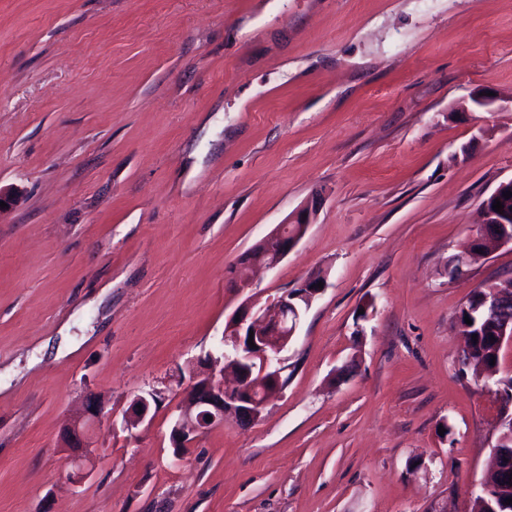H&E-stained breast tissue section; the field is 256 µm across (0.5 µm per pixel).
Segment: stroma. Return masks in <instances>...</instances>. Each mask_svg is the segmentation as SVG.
Segmentation results:
<instances>
[{
	"label": "stroma",
	"mask_w": 512,
	"mask_h": 512,
	"mask_svg": "<svg viewBox=\"0 0 512 512\" xmlns=\"http://www.w3.org/2000/svg\"><path fill=\"white\" fill-rule=\"evenodd\" d=\"M481 89L512 98V0H0V512H471L499 403L457 312L512 278V246L447 268L512 178ZM318 192L301 244L229 287ZM318 271L282 391L174 462L181 371ZM104 398L100 394H90L85 398L80 412L70 423L65 436V448H68L66 462L71 467L69 473V484L75 485L90 472L87 471L90 462L87 432L90 427L99 423L104 414ZM133 399L131 408L126 411L123 418V430L127 431L130 436L135 435L134 431L145 422L151 408V402L146 396L137 395ZM137 405H141V409H138ZM138 411H141V414H138Z\"/></svg>",
	"instance_id": "stroma-1"
}]
</instances>
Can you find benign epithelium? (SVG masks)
<instances>
[{"label": "benign epithelium", "mask_w": 512, "mask_h": 512, "mask_svg": "<svg viewBox=\"0 0 512 512\" xmlns=\"http://www.w3.org/2000/svg\"><path fill=\"white\" fill-rule=\"evenodd\" d=\"M483 228L485 236L492 232L498 233L496 245L512 244V232H501V228L512 222V211L496 212L483 204ZM315 210L294 222L288 220L277 225L250 249L244 258L232 267L230 281L234 287L244 291L251 287L248 270L253 266L267 269L277 267L305 238L310 225L314 223ZM326 282V275L316 273L305 279L298 287L283 292L267 305L254 309V305L245 304L235 311L226 322L219 342L218 350L225 362V368L233 369L231 361L240 360L244 348V336L253 332L256 349L245 354L248 360H260L261 369L258 377L268 383L263 394L255 396L249 385V379L235 375V384L224 385V371H216L214 357L205 362L189 366L187 385L184 397L176 407L177 416L171 428L170 439L173 447L188 446L196 436L209 427L224 422V416L231 415L241 425L254 423L264 411L269 400L280 393L282 359L267 353L270 342L278 340L275 351H283L301 321L302 313L322 292L318 283ZM484 310L487 319L497 325L495 336V353H500L504 344H512V287L500 288L492 286L484 294ZM149 396L137 395L131 402V408L123 418V430L135 435V430L142 425L149 415L151 402ZM104 414V398L99 394H91L85 398L80 412L70 423L65 436L64 446L68 448L66 462L71 467L69 483L79 484L88 475L90 462L87 432L90 427L100 422ZM211 421H206V416ZM512 484V458L496 459L493 476L472 485L471 499L496 496L500 490Z\"/></svg>", "instance_id": "7a95c632"}]
</instances>
